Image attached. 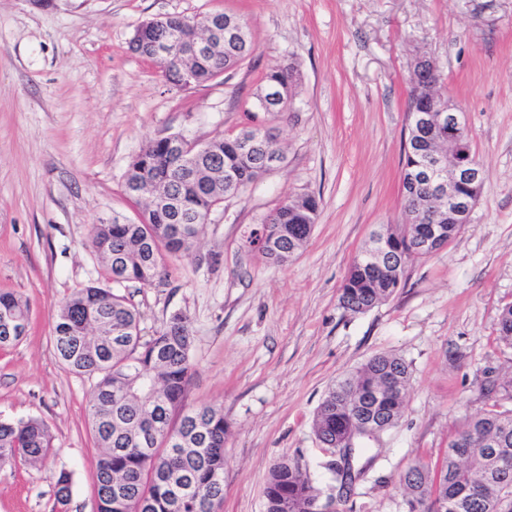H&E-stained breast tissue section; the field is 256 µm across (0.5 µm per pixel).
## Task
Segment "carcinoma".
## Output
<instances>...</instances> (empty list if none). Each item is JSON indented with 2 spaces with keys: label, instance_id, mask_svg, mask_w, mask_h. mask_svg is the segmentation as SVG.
Here are the masks:
<instances>
[{
  "label": "carcinoma",
  "instance_id": "cac0c4a2",
  "mask_svg": "<svg viewBox=\"0 0 512 512\" xmlns=\"http://www.w3.org/2000/svg\"><path fill=\"white\" fill-rule=\"evenodd\" d=\"M234 47L224 45L196 59L173 54L167 72L175 77L188 68L198 84L223 75L253 52L247 21ZM198 34L195 17L169 15L145 24L142 40L130 45L145 58L157 40L183 45ZM297 73L290 65L272 69L257 103L276 119L290 112ZM448 94L430 75L415 74L408 111ZM281 151L272 128L249 126L237 134L218 136L192 145L191 159L179 164L167 138L149 142L133 158L124 182L144 189L140 219L118 216L95 224L90 234L93 252L107 279L117 285L156 286L168 276L167 260L191 252L206 217L224 201L265 173L264 158ZM448 143L437 134L407 128L402 167V193L407 223L388 225L384 239L388 264L373 270L365 260L370 248L351 262L339 296L340 306L360 314L387 301L401 287L406 268L443 249L460 232L455 224L424 223L423 214L436 206L420 184L419 172L430 153H445ZM164 191L182 204V218L172 219L153 203ZM319 210L308 194L287 198L261 224L266 241L248 238L273 264L283 266L304 247ZM29 317L27 301L14 292H0V348L21 340L11 331L16 318ZM53 345L68 368L95 379L88 416L97 447L96 512H219L224 501V443L228 426L224 412L210 405L187 409L185 395L194 374L193 336L188 319L176 314L152 336H142L140 314L126 296L103 284L74 290L59 306L53 325ZM497 340L512 346V304L502 307ZM411 385L410 364L394 353H380L351 376L331 387L317 408L313 427L319 442L355 444L374 437L369 425L389 430L399 423ZM483 394L512 400V377L489 374ZM52 450L47 425L34 418L0 421V467L18 460L44 463ZM370 457L356 470L334 460L326 464L336 482V510L343 512L356 480L373 465ZM408 495V512H512V410H485L469 418L448 443L437 471L417 461L399 476ZM55 497L62 506L71 497L70 474L55 475ZM324 491L294 459L284 458L270 469L264 496L266 512H319Z\"/></svg>",
  "mask_w": 512,
  "mask_h": 512
}]
</instances>
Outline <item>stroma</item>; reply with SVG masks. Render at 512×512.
Returning a JSON list of instances; mask_svg holds the SVG:
<instances>
[{
    "mask_svg": "<svg viewBox=\"0 0 512 512\" xmlns=\"http://www.w3.org/2000/svg\"><path fill=\"white\" fill-rule=\"evenodd\" d=\"M213 11L244 18L256 47L214 80L175 88L130 49L144 20ZM419 57L462 107L486 179L457 237L409 265L389 301L351 314L339 295L353 258L380 225L406 221L401 156ZM285 65L298 83L293 112L274 123L281 167L225 198L164 285L123 290L144 334L176 313L190 322L185 405L221 408L229 426L220 512H265L269 470L285 457L332 485L314 412L376 354L411 362V387L398 426L356 456L374 464L345 512H407L400 474L417 459L437 467L465 420L494 405L486 373L512 371V347L496 339L512 302V0H0V290L21 293L30 317L26 336L0 349V420L39 419L53 439L45 464L0 468V512H59L62 470L68 512H94L93 383L52 342L61 302L103 274L90 229L138 219L122 183L148 142L239 131L265 74ZM301 194L320 196L319 214L280 267L247 237Z\"/></svg>",
    "mask_w": 512,
    "mask_h": 512,
    "instance_id": "1",
    "label": "stroma"
}]
</instances>
